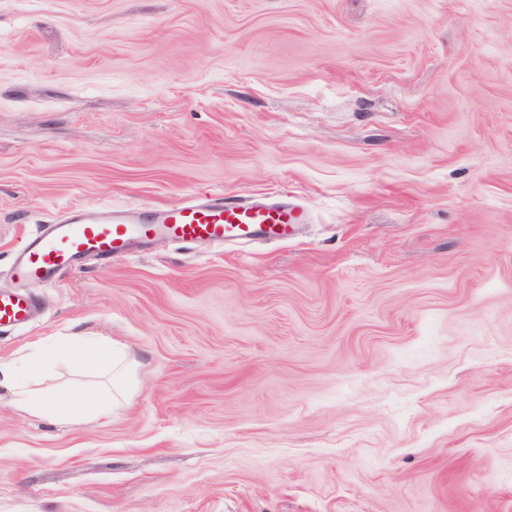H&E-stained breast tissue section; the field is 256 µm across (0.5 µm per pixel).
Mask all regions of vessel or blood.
I'll return each instance as SVG.
<instances>
[{"label": "vessel or blood", "mask_w": 512, "mask_h": 512, "mask_svg": "<svg viewBox=\"0 0 512 512\" xmlns=\"http://www.w3.org/2000/svg\"><path fill=\"white\" fill-rule=\"evenodd\" d=\"M307 221L305 209L273 197L249 203L211 198L157 207H109L94 214L68 208L50 221L46 232L30 238L17 256L13 275L27 290L0 292V326L28 323L36 307L31 289L51 285L65 270L88 260L123 258L159 236L178 244L282 242Z\"/></svg>", "instance_id": "b4317fda"}]
</instances>
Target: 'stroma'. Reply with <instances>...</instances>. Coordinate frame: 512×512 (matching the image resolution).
<instances>
[{
	"mask_svg": "<svg viewBox=\"0 0 512 512\" xmlns=\"http://www.w3.org/2000/svg\"><path fill=\"white\" fill-rule=\"evenodd\" d=\"M287 196L37 288L137 364L108 418L0 387V512H512V0H0V290L71 206Z\"/></svg>",
	"mask_w": 512,
	"mask_h": 512,
	"instance_id": "35a3bbf8",
	"label": "stroma"
}]
</instances>
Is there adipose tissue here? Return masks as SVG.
<instances>
[{"label":"adipose tissue","instance_id":"1","mask_svg":"<svg viewBox=\"0 0 512 512\" xmlns=\"http://www.w3.org/2000/svg\"><path fill=\"white\" fill-rule=\"evenodd\" d=\"M67 363L90 373L94 383L79 395L38 389V382L50 378L58 365ZM133 371V362L117 354L111 339L73 336L38 345L21 364L0 365V382L11 388L21 411L64 420L108 414L127 402Z\"/></svg>","mask_w":512,"mask_h":512}]
</instances>
